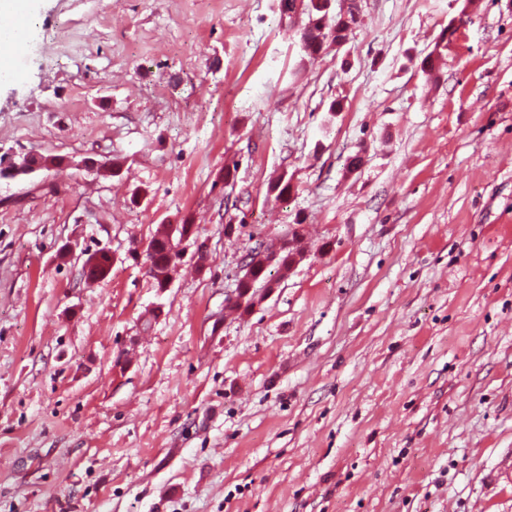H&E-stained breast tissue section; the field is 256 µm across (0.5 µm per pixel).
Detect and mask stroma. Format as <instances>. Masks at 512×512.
Masks as SVG:
<instances>
[{
  "label": "stroma",
  "instance_id": "35a3bbf8",
  "mask_svg": "<svg viewBox=\"0 0 512 512\" xmlns=\"http://www.w3.org/2000/svg\"><path fill=\"white\" fill-rule=\"evenodd\" d=\"M360 7L311 61L280 0H40L0 157L65 163L0 179V512H512V0ZM191 225L192 224H189L187 221H185L184 224H175V225H171L166 228L167 251L170 249V255H171V262L168 264V267L166 270H165V268L167 266L169 258H168V253L166 251L165 239L159 237L160 233H158L150 241V246H152V247H154L155 245L157 246L156 254H157L158 262L160 263L159 269L162 272H163V270H165L164 273H162L158 269L154 249L148 248L146 245V247L144 249V255H145V259H146L145 266L147 268V271H148L150 277L154 280V282L156 281V279H159V280L163 281L165 286L169 285L170 279H171V272L173 270V268H172L173 263L176 261V265H177V260H179L180 256H181V251H180L181 242L184 239L189 238L194 232V227H193V225L192 226ZM187 226H191V227L188 228L187 230H183V229H186ZM176 232L178 233V238L175 237ZM294 234H299V230L297 227H293L291 232L288 234V236L283 237L280 239V245L279 248L282 246L284 240L287 238L290 239ZM278 248V250H279ZM278 250L274 251H262L258 250L254 255H252L249 258V261L246 262L243 265V268L241 271H243V275L240 277L238 284H248L253 288V285L255 283V275L259 268H264L261 271V276L264 280L267 279V267L273 263V259L278 253ZM253 258L251 261L250 259ZM266 268V269H265ZM250 288V289H251Z\"/></svg>",
  "mask_w": 512,
  "mask_h": 512
}]
</instances>
